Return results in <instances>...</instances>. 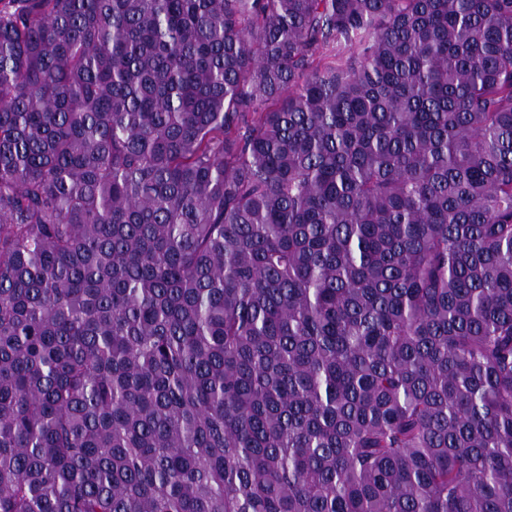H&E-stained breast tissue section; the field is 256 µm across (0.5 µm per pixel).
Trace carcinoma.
<instances>
[{"label":"carcinoma","mask_w":512,"mask_h":512,"mask_svg":"<svg viewBox=\"0 0 512 512\" xmlns=\"http://www.w3.org/2000/svg\"><path fill=\"white\" fill-rule=\"evenodd\" d=\"M0 512H512V0H0Z\"/></svg>","instance_id":"1"}]
</instances>
